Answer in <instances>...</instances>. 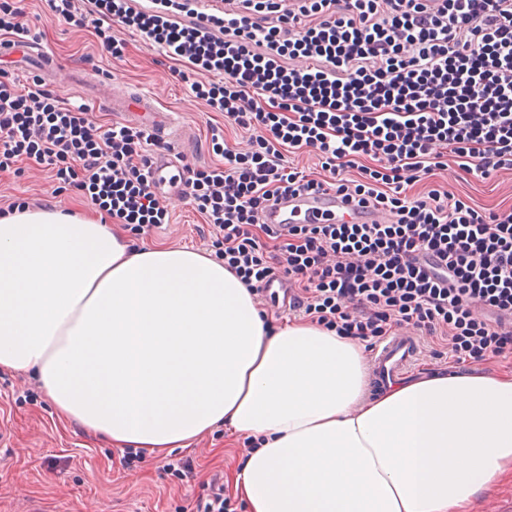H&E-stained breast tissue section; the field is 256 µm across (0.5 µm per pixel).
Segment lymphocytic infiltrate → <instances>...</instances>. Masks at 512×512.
I'll return each instance as SVG.
<instances>
[{
  "instance_id": "f902f5d3",
  "label": "lymphocytic infiltrate",
  "mask_w": 512,
  "mask_h": 512,
  "mask_svg": "<svg viewBox=\"0 0 512 512\" xmlns=\"http://www.w3.org/2000/svg\"><path fill=\"white\" fill-rule=\"evenodd\" d=\"M49 0L92 23L113 58L119 24L195 73L196 97L250 134L246 151L212 132L220 164L185 167L183 196L206 218L214 257L255 296L274 277L288 309L375 345L409 328L459 363L512 360V215L434 188L449 164L476 178L512 169V0H238L224 15L197 0ZM171 143L100 125L39 79L0 71V173L31 160L135 235L168 223L152 151ZM313 151V178L289 154ZM359 167V180L344 179ZM333 191L386 210V224L263 223L281 196Z\"/></svg>"
}]
</instances>
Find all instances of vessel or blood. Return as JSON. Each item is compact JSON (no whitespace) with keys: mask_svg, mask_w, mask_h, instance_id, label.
Segmentation results:
<instances>
[{"mask_svg":"<svg viewBox=\"0 0 512 512\" xmlns=\"http://www.w3.org/2000/svg\"><path fill=\"white\" fill-rule=\"evenodd\" d=\"M109 108L133 117L160 140L176 137L172 113L160 111L150 97L128 91L113 96ZM177 160L178 156L174 153L159 155L154 159L152 178L154 191L159 198H166L178 189L177 184L166 176L167 169L174 167ZM326 220L348 224H383L388 216L378 208H359L332 191L280 199L264 214V221L268 224H317ZM418 355L416 336L400 331L388 337L370 360L373 383L384 386L405 375L417 361Z\"/></svg>","mask_w":512,"mask_h":512,"instance_id":"obj_1","label":"vessel or blood"}]
</instances>
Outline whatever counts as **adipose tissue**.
Segmentation results:
<instances>
[{
  "label": "adipose tissue",
  "mask_w": 512,
  "mask_h": 512,
  "mask_svg": "<svg viewBox=\"0 0 512 512\" xmlns=\"http://www.w3.org/2000/svg\"><path fill=\"white\" fill-rule=\"evenodd\" d=\"M57 417L152 455L223 426L259 442L246 512H466L512 469V374L469 370L363 396L362 348L262 314L205 251L132 247L102 218L0 217V370Z\"/></svg>",
  "instance_id": "obj_1"
}]
</instances>
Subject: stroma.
Instances as JSON below:
<instances>
[{"label": "stroma", "instance_id": "1", "mask_svg": "<svg viewBox=\"0 0 512 512\" xmlns=\"http://www.w3.org/2000/svg\"><path fill=\"white\" fill-rule=\"evenodd\" d=\"M25 22L48 53L73 74L94 72L107 85L151 97L172 112L180 134L183 163L196 168L213 164L207 141L212 129H221L230 147L246 145V132L226 125L224 115L210 109L176 79L175 61L161 48L150 46L139 34L122 26L112 34L126 43L122 59H112L94 34L92 25L77 26L53 16L48 0H26ZM445 190L468 197L479 206L512 213V170L500 169L479 181L449 165L438 177ZM54 184L43 167L27 163L21 175L0 174V208L17 200L31 207L45 206L89 212V199L70 191L53 195ZM165 204L167 224L155 228L150 240L172 246L205 249L208 227L188 200L172 195ZM244 439L219 427L186 448L159 456H144L122 465L123 449L91 437L77 425L61 427L40 382L31 374L0 371V446L8 453L0 460V512H188L204 497L206 485L220 477L232 489L237 469L247 454ZM190 460L192 477L171 475L168 464Z\"/></svg>", "mask_w": 512, "mask_h": 512}]
</instances>
